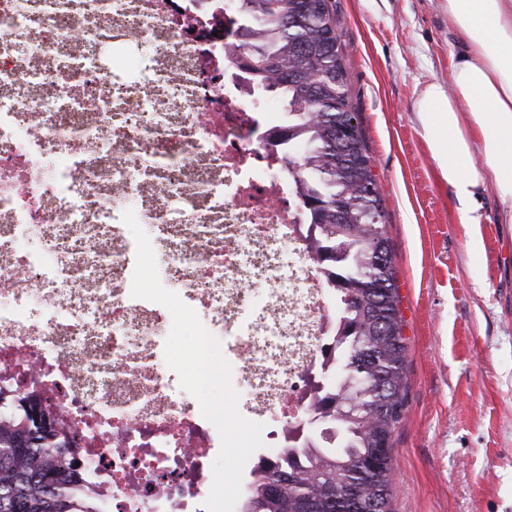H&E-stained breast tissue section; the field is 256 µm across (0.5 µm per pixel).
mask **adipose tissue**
Returning a JSON list of instances; mask_svg holds the SVG:
<instances>
[{"label":"adipose tissue","instance_id":"adipose-tissue-1","mask_svg":"<svg viewBox=\"0 0 512 512\" xmlns=\"http://www.w3.org/2000/svg\"><path fill=\"white\" fill-rule=\"evenodd\" d=\"M448 15L465 48L451 65L452 92L436 84L422 90V128L445 133L436 161L457 198H476L489 180L512 204V0H448Z\"/></svg>","mask_w":512,"mask_h":512}]
</instances>
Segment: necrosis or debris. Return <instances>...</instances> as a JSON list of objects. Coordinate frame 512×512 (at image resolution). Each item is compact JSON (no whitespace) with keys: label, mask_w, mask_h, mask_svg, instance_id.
<instances>
[{"label":"necrosis or debris","mask_w":512,"mask_h":512,"mask_svg":"<svg viewBox=\"0 0 512 512\" xmlns=\"http://www.w3.org/2000/svg\"><path fill=\"white\" fill-rule=\"evenodd\" d=\"M192 0H0V385L41 387L112 512H201L216 427L131 295L133 210L162 285L216 337L268 461L336 344L276 101L240 88Z\"/></svg>","instance_id":"4bbe7bcc"}]
</instances>
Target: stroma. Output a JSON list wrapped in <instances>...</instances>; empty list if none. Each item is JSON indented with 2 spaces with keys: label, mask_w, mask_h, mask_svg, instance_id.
<instances>
[{
  "label": "stroma",
  "mask_w": 512,
  "mask_h": 512,
  "mask_svg": "<svg viewBox=\"0 0 512 512\" xmlns=\"http://www.w3.org/2000/svg\"><path fill=\"white\" fill-rule=\"evenodd\" d=\"M384 198L407 346L392 512H512V223L493 185L473 223L416 110L462 37L446 0H329Z\"/></svg>",
  "instance_id": "1"
}]
</instances>
